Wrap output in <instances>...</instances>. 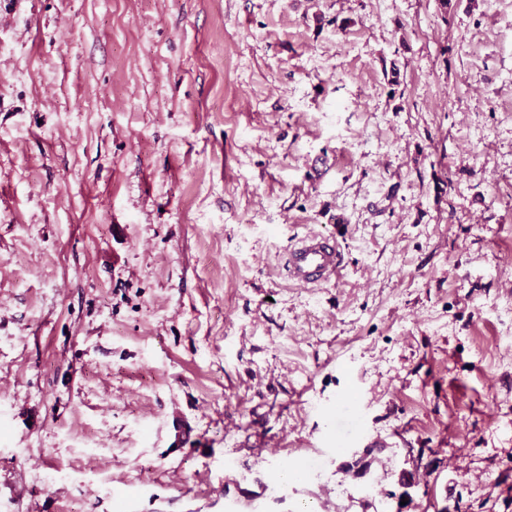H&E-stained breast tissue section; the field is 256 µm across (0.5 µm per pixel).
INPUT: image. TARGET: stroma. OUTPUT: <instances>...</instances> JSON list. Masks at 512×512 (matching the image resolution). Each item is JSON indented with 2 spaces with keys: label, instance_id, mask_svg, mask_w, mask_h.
I'll return each instance as SVG.
<instances>
[{
  "label": "stroma",
  "instance_id": "stroma-1",
  "mask_svg": "<svg viewBox=\"0 0 512 512\" xmlns=\"http://www.w3.org/2000/svg\"><path fill=\"white\" fill-rule=\"evenodd\" d=\"M228 493L512 512V0H0V512ZM288 278L300 286L337 280L343 270L342 254L333 235L311 233L288 252Z\"/></svg>",
  "mask_w": 512,
  "mask_h": 512
}]
</instances>
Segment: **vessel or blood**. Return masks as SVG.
Here are the masks:
<instances>
[{
  "label": "vessel or blood",
  "instance_id": "1",
  "mask_svg": "<svg viewBox=\"0 0 512 512\" xmlns=\"http://www.w3.org/2000/svg\"><path fill=\"white\" fill-rule=\"evenodd\" d=\"M288 278L301 285H320L338 279L343 269L337 239L331 235L312 233L289 251Z\"/></svg>",
  "mask_w": 512,
  "mask_h": 512
}]
</instances>
